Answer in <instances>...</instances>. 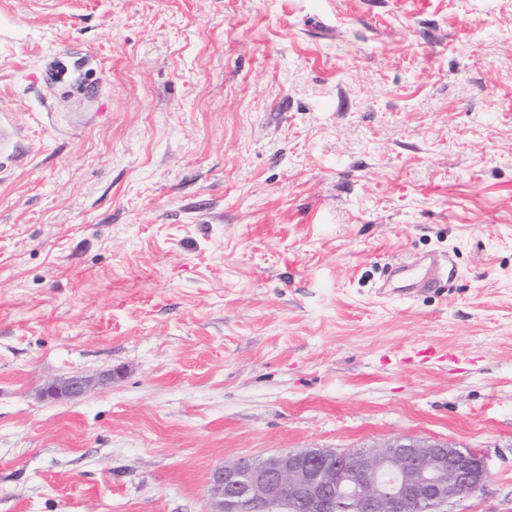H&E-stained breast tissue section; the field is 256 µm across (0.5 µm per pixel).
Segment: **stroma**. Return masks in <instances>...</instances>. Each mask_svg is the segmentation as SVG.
<instances>
[{
	"label": "stroma",
	"mask_w": 512,
	"mask_h": 512,
	"mask_svg": "<svg viewBox=\"0 0 512 512\" xmlns=\"http://www.w3.org/2000/svg\"><path fill=\"white\" fill-rule=\"evenodd\" d=\"M0 124V512L395 439L512 512V0H0ZM92 384L90 377L72 376L48 385L44 393L53 399H68L84 394Z\"/></svg>",
	"instance_id": "1"
}]
</instances>
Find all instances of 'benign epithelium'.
<instances>
[{"label": "benign epithelium", "mask_w": 512, "mask_h": 512, "mask_svg": "<svg viewBox=\"0 0 512 512\" xmlns=\"http://www.w3.org/2000/svg\"><path fill=\"white\" fill-rule=\"evenodd\" d=\"M93 384L72 376L45 388L68 399ZM485 458L446 442L393 440L356 452L325 448L240 458L208 479L211 512H441L479 491Z\"/></svg>", "instance_id": "1"}]
</instances>
